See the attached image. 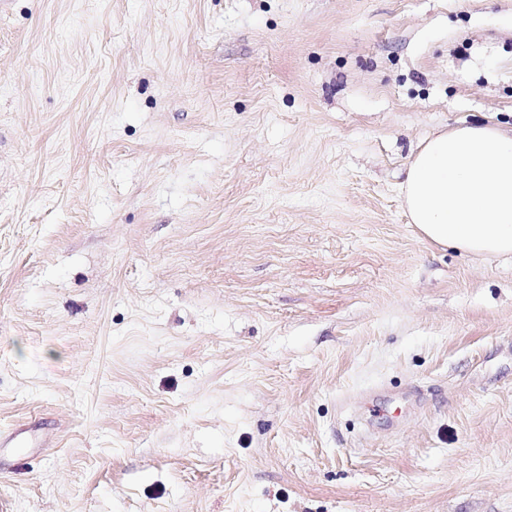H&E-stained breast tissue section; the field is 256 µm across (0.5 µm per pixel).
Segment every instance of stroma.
<instances>
[{"label":"stroma","instance_id":"stroma-1","mask_svg":"<svg viewBox=\"0 0 512 512\" xmlns=\"http://www.w3.org/2000/svg\"><path fill=\"white\" fill-rule=\"evenodd\" d=\"M512 128V0H0L6 512H512V255L411 157Z\"/></svg>","mask_w":512,"mask_h":512}]
</instances>
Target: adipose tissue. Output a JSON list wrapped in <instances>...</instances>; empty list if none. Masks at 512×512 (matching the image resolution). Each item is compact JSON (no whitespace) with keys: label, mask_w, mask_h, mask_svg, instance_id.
<instances>
[{"label":"adipose tissue","mask_w":512,"mask_h":512,"mask_svg":"<svg viewBox=\"0 0 512 512\" xmlns=\"http://www.w3.org/2000/svg\"><path fill=\"white\" fill-rule=\"evenodd\" d=\"M400 189L431 244L512 254V130L476 123L434 135L411 156Z\"/></svg>","instance_id":"adipose-tissue-1"}]
</instances>
